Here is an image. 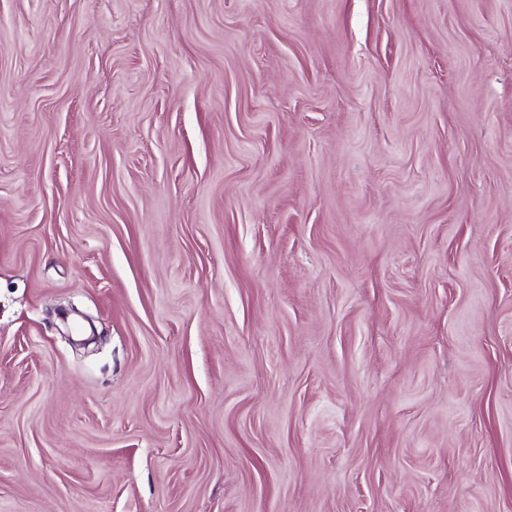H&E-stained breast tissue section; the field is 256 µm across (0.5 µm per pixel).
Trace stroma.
Segmentation results:
<instances>
[{"label":"stroma","mask_w":512,"mask_h":512,"mask_svg":"<svg viewBox=\"0 0 512 512\" xmlns=\"http://www.w3.org/2000/svg\"><path fill=\"white\" fill-rule=\"evenodd\" d=\"M0 512H512V0H0Z\"/></svg>","instance_id":"stroma-1"}]
</instances>
